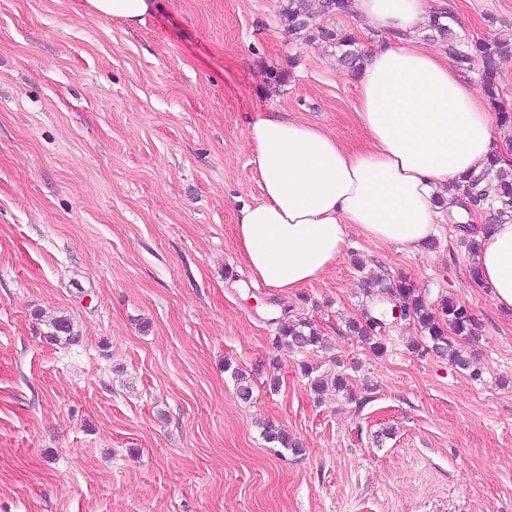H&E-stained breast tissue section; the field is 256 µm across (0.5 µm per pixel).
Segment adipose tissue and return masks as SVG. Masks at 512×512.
Segmentation results:
<instances>
[{"instance_id": "1", "label": "adipose tissue", "mask_w": 512, "mask_h": 512, "mask_svg": "<svg viewBox=\"0 0 512 512\" xmlns=\"http://www.w3.org/2000/svg\"><path fill=\"white\" fill-rule=\"evenodd\" d=\"M100 19L143 23L153 0H86ZM387 32L358 80L357 116L370 148L354 151L318 127L270 113L251 121L260 202L245 207L236 237L253 278L291 294L338 262L348 228L366 239L421 250L436 233L433 197L491 158L502 165L486 105L446 54L414 42L423 0H352ZM477 282L512 313V219L476 224Z\"/></svg>"}]
</instances>
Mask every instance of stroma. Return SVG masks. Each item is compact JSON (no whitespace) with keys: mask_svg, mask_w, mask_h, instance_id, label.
Here are the masks:
<instances>
[{"mask_svg":"<svg viewBox=\"0 0 512 512\" xmlns=\"http://www.w3.org/2000/svg\"><path fill=\"white\" fill-rule=\"evenodd\" d=\"M423 2L459 42L512 43V0ZM277 4L157 0L130 27L83 0H0V512H512V313L458 225L420 251L352 228L321 281L263 289L272 314L242 296L251 119L368 143L356 75ZM373 277L469 308L470 368L418 350L410 320L373 355L348 328ZM61 314L73 345L46 336ZM298 319L325 349L278 347ZM305 364L353 396L314 395ZM268 421L302 453L271 447Z\"/></svg>","mask_w":512,"mask_h":512,"instance_id":"1","label":"stroma"}]
</instances>
